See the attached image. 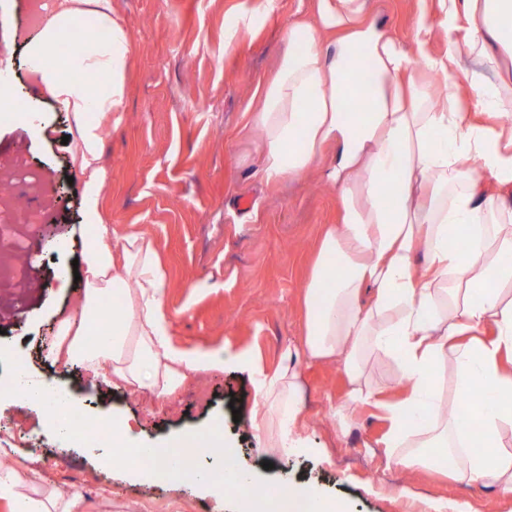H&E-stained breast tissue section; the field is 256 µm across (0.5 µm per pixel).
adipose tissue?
Here are the masks:
<instances>
[{
  "label": "adipose tissue",
  "mask_w": 512,
  "mask_h": 512,
  "mask_svg": "<svg viewBox=\"0 0 512 512\" xmlns=\"http://www.w3.org/2000/svg\"><path fill=\"white\" fill-rule=\"evenodd\" d=\"M437 15L421 12L414 48L368 21L366 0H316L318 24L289 27L290 48L276 78L262 91L253 117L262 133L261 173L279 181L304 174L324 147H336L327 172L342 199L341 225L320 240L304 287L305 340L309 357L333 361L344 371L349 391L336 408L349 424L360 404L382 409L388 428L381 439L388 463L415 466L456 481L479 482L512 495V83H493L481 71L468 72V92L456 90L460 55L484 68L512 61V0H438ZM92 14L110 23V40L93 41L77 61L82 70L111 79L108 94L46 70L42 62L59 35L79 17ZM448 36L445 54L429 52L433 29ZM131 42L124 24L111 15V0H59L39 36L29 44L28 61L39 84L77 117V151L87 176L86 204L96 208L103 183L100 134L82 124L87 108L119 111ZM367 62L365 80L353 81L355 58ZM448 90L437 105L431 75ZM366 109L349 111V97ZM390 194H383V187ZM123 264L115 266L107 226H100L87 255L86 287L79 318H66L51 353L61 365L81 364L93 376L125 387L149 389L160 400L173 395L187 374L224 367L220 349L183 351L171 346L161 309L166 275L153 240L140 233L123 237ZM121 292L112 327L95 343L85 337L101 299ZM392 358L401 389L380 399L366 376L371 355ZM449 364L455 393L486 390L472 417L440 411L431 390L434 368ZM23 378L24 370H17ZM266 448L287 454L304 438L296 423L302 413L300 374L286 363L261 375ZM22 394L43 406L47 422L63 440L71 430L51 412L63 401L49 383L0 385V397ZM431 411L421 428L405 425L409 415ZM224 434H185L169 450L152 452L137 444L128 420L112 419V455L104 466H122L142 483L182 482L187 452L211 448L223 458ZM155 455L158 466H138ZM196 489L221 500L235 496L241 512L265 501L268 512H345L315 489L283 482L263 499L261 483L242 468H195ZM0 499L10 512H75L76 497L36 481L31 468L0 467Z\"/></svg>",
  "instance_id": "1"
}]
</instances>
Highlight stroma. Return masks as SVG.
Segmentation results:
<instances>
[{
	"label": "stroma",
	"instance_id": "obj_1",
	"mask_svg": "<svg viewBox=\"0 0 512 512\" xmlns=\"http://www.w3.org/2000/svg\"><path fill=\"white\" fill-rule=\"evenodd\" d=\"M260 2L112 0L133 41L123 109L91 117L101 130L105 171L98 220L111 228L113 243L131 232L155 241L166 270L162 312L171 345L245 351L257 370L228 364L192 373L160 401L45 360L60 319L80 303L72 262L86 251L88 214L85 176L72 145L62 142L75 135V122L26 61V44L56 0H0V88L28 102L24 111L0 112V175L29 216L14 228L26 275L0 287V344L22 354L27 379L58 386L90 419L121 415L138 441L155 448L221 427L259 482L311 485L343 501L347 512H412L399 494L404 487L462 512H512V497L480 484L388 465L379 446L388 428L383 412L363 405L341 425L343 371L304 354L298 366L309 445L263 467L257 375L281 365L285 346L303 347V288L318 241L340 223L342 205L324 167L278 183L258 172L253 116L260 93L288 50L289 25L314 18V0H274L268 12ZM424 9L438 13V0H368L369 20L408 46ZM236 25L246 32L226 46L225 32ZM0 422L21 423L27 432L25 442L0 452L9 465L34 467L41 485L75 494L81 512H237L234 498L215 501L187 482L147 486L104 469L103 449L62 441L26 399L1 401Z\"/></svg>",
	"mask_w": 512,
	"mask_h": 512
}]
</instances>
